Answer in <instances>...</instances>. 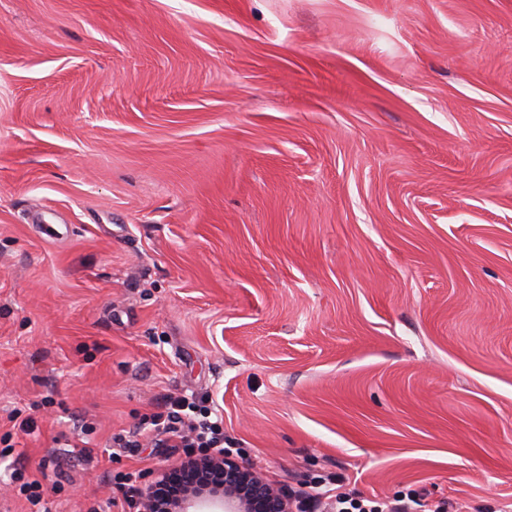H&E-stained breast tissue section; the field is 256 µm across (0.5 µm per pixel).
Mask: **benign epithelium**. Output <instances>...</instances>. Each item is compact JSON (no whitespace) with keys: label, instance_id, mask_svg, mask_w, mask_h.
I'll return each instance as SVG.
<instances>
[{"label":"benign epithelium","instance_id":"7a95c632","mask_svg":"<svg viewBox=\"0 0 512 512\" xmlns=\"http://www.w3.org/2000/svg\"><path fill=\"white\" fill-rule=\"evenodd\" d=\"M164 475L159 471L154 480L147 483L140 491L139 512H155L152 489ZM247 478L253 481L252 496L266 502L267 512H295L296 506L288 502V492L271 487L260 472L245 468L239 463L232 468H224V485L210 491L203 490L188 494L177 505L169 508V512H251L246 499L228 491L229 483L236 479Z\"/></svg>","mask_w":512,"mask_h":512}]
</instances>
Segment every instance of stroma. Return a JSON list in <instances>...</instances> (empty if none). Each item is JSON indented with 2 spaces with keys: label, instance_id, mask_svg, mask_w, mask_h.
<instances>
[{
  "label": "stroma",
  "instance_id": "1",
  "mask_svg": "<svg viewBox=\"0 0 512 512\" xmlns=\"http://www.w3.org/2000/svg\"><path fill=\"white\" fill-rule=\"evenodd\" d=\"M170 393L512 505V0H0V512H135Z\"/></svg>",
  "mask_w": 512,
  "mask_h": 512
}]
</instances>
